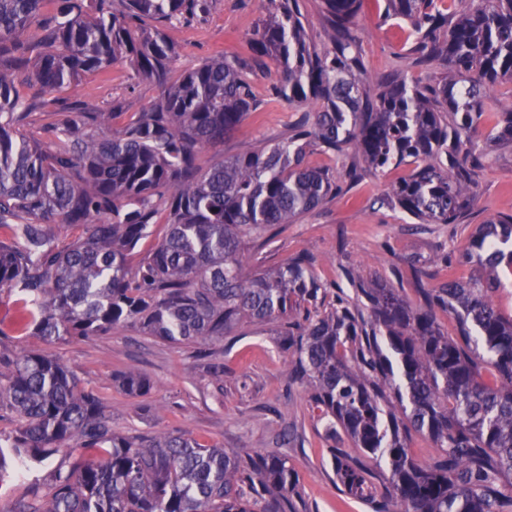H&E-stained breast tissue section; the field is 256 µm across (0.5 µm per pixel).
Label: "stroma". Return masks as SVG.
Here are the masks:
<instances>
[{"label": "stroma", "mask_w": 512, "mask_h": 512, "mask_svg": "<svg viewBox=\"0 0 512 512\" xmlns=\"http://www.w3.org/2000/svg\"><path fill=\"white\" fill-rule=\"evenodd\" d=\"M268 8L267 0H211L206 14L170 28L169 35L178 46L173 73L208 57L250 61L249 38L267 18ZM354 32L370 84L401 75L412 83L432 85L445 74L442 63L417 64L412 27L405 20L386 17L385 0H364ZM277 77L276 68L254 69L251 81L260 112L225 138V156L287 140L300 112L271 96ZM159 93L155 82L133 78L128 64L117 63L85 74L54 93L49 109L62 112L67 104L77 103L92 112L131 116L148 109ZM478 151L482 165L477 197L456 224H416L401 210L384 204L390 185L408 175L413 163L382 173H362L350 185L345 172L351 152L334 157L311 153L308 164L334 172L341 191L284 227L269 244L251 247L246 273L276 267L304 251L314 257L316 274L324 282H343L344 268L357 266L366 277L388 280L410 304H417L415 276L406 258L430 260L429 283L438 285L446 278L443 266L436 263L439 256L456 254L478 224L498 214H512V143L482 139ZM277 330L274 323L247 324L232 345H211V354L226 371L220 383L209 374L197 345L167 343L130 327L109 336L64 339L50 345L37 336L15 335L0 341V356L50 351L85 388L99 395L113 430L120 435L181 431L209 446L286 457L297 484L291 512H370L338 481L332 451L348 450L349 442L327 435L310 407L308 390L289 379V359ZM130 370L150 380L147 396L130 397L114 382L116 373ZM71 462V456L61 452L29 477L0 469V512H11L30 482L49 494L54 472L68 470Z\"/></svg>", "instance_id": "stroma-1"}]
</instances>
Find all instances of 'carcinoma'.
<instances>
[{
    "label": "carcinoma",
    "instance_id": "carcinoma-1",
    "mask_svg": "<svg viewBox=\"0 0 512 512\" xmlns=\"http://www.w3.org/2000/svg\"><path fill=\"white\" fill-rule=\"evenodd\" d=\"M409 22L417 50L450 76L433 86L364 78L353 29L361 0H323L330 46L309 41L301 0H269L251 34L252 64L279 67L272 94L314 106L288 140L204 166L258 102L248 64L211 57L170 76L168 27L209 0H0V293L16 296L15 321L47 342L134 327L170 343L209 346L246 323L281 324L290 374L334 437L360 452L333 454L336 476L372 512H503L512 486V315L494 303L512 274V214L478 225L455 261L467 280L421 283L422 305L357 267L354 295L318 280L314 259L243 274L244 245L272 239L336 190L317 151L350 145L358 170L412 160V174L384 202L420 224H456L476 196L474 131L483 90L512 79V0H467L453 21L434 0H387ZM47 3L52 22L40 21ZM127 63L161 89L155 105L116 128L119 112H49L43 137L25 130L19 87L56 91L81 75ZM489 138L512 142V104L491 113ZM165 234L147 252L153 228ZM77 237L59 244L57 230ZM451 317L443 332L436 311ZM496 372L490 384L481 370ZM0 404L17 415L10 458L30 471L74 442L99 454L75 458L49 497L30 488L12 512H288L297 493L288 461L239 453L182 434L128 438L112 431L98 395L52 354L0 362ZM133 397L150 381L120 377ZM398 401L401 413L391 406ZM437 453L415 460L406 437ZM385 464L382 486L371 465Z\"/></svg>",
    "mask_w": 512,
    "mask_h": 512
}]
</instances>
